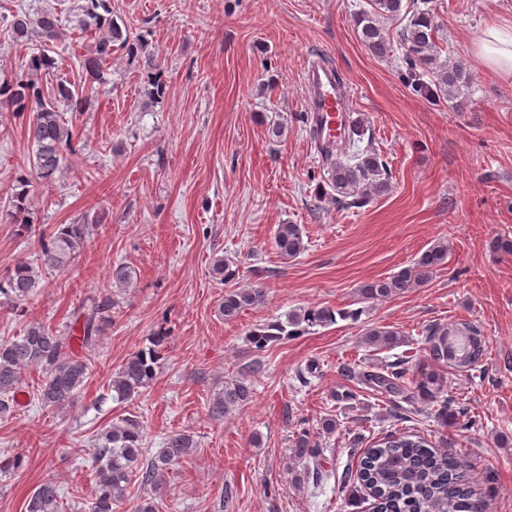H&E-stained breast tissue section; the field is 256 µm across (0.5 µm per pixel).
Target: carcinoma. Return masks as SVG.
<instances>
[{"label":"carcinoma","mask_w":512,"mask_h":512,"mask_svg":"<svg viewBox=\"0 0 512 512\" xmlns=\"http://www.w3.org/2000/svg\"><path fill=\"white\" fill-rule=\"evenodd\" d=\"M371 9L354 16V24L365 48L373 55L384 57L391 52L390 37L383 21L402 19L406 24L399 38L403 49V76L410 86L422 88L421 78L430 74L435 91L454 96L462 65H448L439 60L440 47L435 41L438 24L432 9L421 8L415 0H369ZM84 24L97 34L94 46L80 58L85 73L98 79L112 48L128 46V38L112 21L109 0H85L82 6ZM62 21L58 14L46 8L36 15L19 8L11 15L8 34L15 41L31 36H45L47 43L38 48L28 61L27 75L0 83V105L15 112L30 113L27 134L32 145L29 169L19 179L21 189L8 201L5 220L20 225L23 236L38 240L39 260L47 270H64L71 259L87 244L88 224H59L50 240L37 234L36 224L28 207L29 186L35 180L47 181L61 171L66 162L65 152L73 150V129L58 110L63 102L72 113L90 109L93 97L84 87L61 81L52 90H44L34 75L54 68V47L49 42L60 38ZM351 126L334 148L318 147L323 168L327 171L326 185L336 204L361 207L375 197L391 191V174L380 155L355 146L366 135L364 121L350 119ZM274 247L280 257L293 259L302 254L303 229L299 224H279L274 233ZM448 258V241L438 240L415 262L398 272L366 282L358 289L363 302L383 301L423 287L429 277ZM212 274L224 282V300L219 313L224 320L237 318L242 312L264 302L265 290L258 284H240L239 267L222 256L213 259ZM38 281V270L30 264L18 265L0 295L15 304L27 301ZM116 302L106 294L82 303L76 311L80 322V341L88 349L100 342L112 323V308ZM362 310L343 311L328 306H311L289 312L285 319L264 323L248 334V342L258 351L295 336L309 333L315 327H326L337 319H356ZM164 338L153 346L132 353L112 376L109 388L112 400L123 403L136 400L141 389L153 379ZM369 346L394 348L404 343L401 333L385 326L365 332ZM430 357L452 369L475 370L486 356L485 337L472 322L436 324L426 329ZM41 370L42 379L35 396L45 407L63 408L74 404L90 375L89 358L78 355L71 337L49 326L29 322L23 335L9 340L0 339V417L15 411V397L30 370ZM374 390L385 393L409 392L436 406L435 416L455 420L448 398L444 397L439 380L432 374L409 370L392 364L381 372L356 373L348 369ZM254 388L243 378L224 382V391L208 408L214 418L224 417L252 401ZM144 431L141 421L129 415L99 434L95 443L92 475L94 497L88 502V512H118L128 498L132 480L149 489L140 497L134 512H158V501L168 488L170 470L182 463L196 448L193 435L176 432L168 436L162 450L150 459L143 458ZM296 455L301 458L320 455L318 444L302 431L293 440ZM357 479L372 492L373 512H488V496L471 485L468 464L431 445L418 433H387L365 449L356 473H347L345 482ZM62 497L58 486L45 481L39 484L26 504V512H61Z\"/></svg>","instance_id":"obj_1"}]
</instances>
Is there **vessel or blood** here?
Masks as SVG:
<instances>
[{"label": "vessel or blood", "instance_id": "b4317fda", "mask_svg": "<svg viewBox=\"0 0 512 512\" xmlns=\"http://www.w3.org/2000/svg\"><path fill=\"white\" fill-rule=\"evenodd\" d=\"M308 90L306 110L312 121V128L320 137L335 139L340 132L348 93L336 77L332 66L310 63L305 71Z\"/></svg>", "mask_w": 512, "mask_h": 512}]
</instances>
